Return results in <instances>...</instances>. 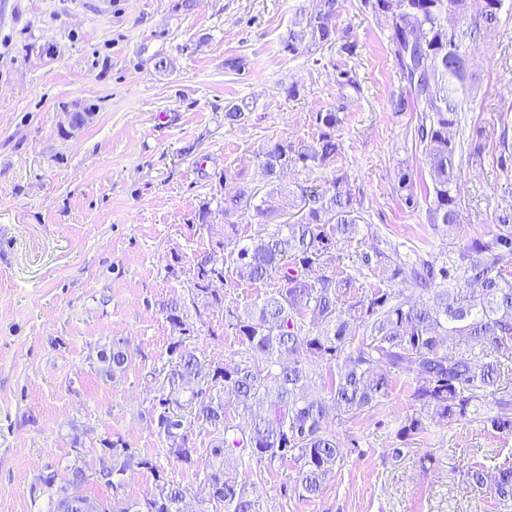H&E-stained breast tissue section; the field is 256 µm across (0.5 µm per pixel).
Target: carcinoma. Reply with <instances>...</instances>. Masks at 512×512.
<instances>
[{"instance_id":"cac0c4a2","label":"carcinoma","mask_w":512,"mask_h":512,"mask_svg":"<svg viewBox=\"0 0 512 512\" xmlns=\"http://www.w3.org/2000/svg\"><path fill=\"white\" fill-rule=\"evenodd\" d=\"M468 0H361L363 7L373 4L391 18V53L405 90L390 102L394 112H407L426 104L417 128L429 165L433 204L428 209L432 224H454L457 197L455 144L448 137L463 100L458 86L467 77L463 43L494 28L500 19L503 0H483L480 20L467 22ZM339 0H318L305 17V27L292 32L283 43V52L296 55L303 43L323 49L336 44L335 18ZM320 129L314 146L276 142L263 153L260 166L273 184L261 203L253 206L256 216L267 218L276 212V198L285 190L276 185L281 171L289 165H324L339 156L341 142L336 127L341 123L333 109L316 113ZM412 174L398 175L401 200L408 209L418 207L412 190ZM301 201L307 215L297 224H277L247 245L238 248L239 278L268 288L263 302L243 316L234 328L248 352L265 359L270 367L257 369L244 361L232 368H210L193 353L179 354L175 373L222 381L231 389L237 407L249 412L256 405L269 404L266 413L255 415L247 428L233 424L224 403L213 398L198 402L195 418L204 424L224 427L222 446L240 448L251 457L291 462L298 471L296 492L302 498L319 495L323 484L355 441H346L328 422L329 409L336 420L376 406L391 393L393 382L403 377L413 385V398L432 420H455L476 416L499 434L512 435V400L498 395L501 364L492 354L512 349V225L503 223L486 240L477 239L463 252L437 265L427 260L406 262L401 257L378 267L379 281L393 283L411 280L422 291L443 285L456 290L416 300L400 289L379 285L369 292L357 288V278L330 268L331 251L340 243H351L359 234L361 212L348 177L342 173L325 189L300 186ZM247 206L245 192L224 195V240L195 257V288L206 302L223 303L224 297L211 288L224 280V262L219 253L237 243L238 218ZM321 270L313 277L311 273ZM349 315L360 321L362 335L347 329ZM467 338L470 350L450 354L441 348L444 335ZM288 365L274 371L282 356ZM106 373L124 364L121 347L101 353ZM324 361L326 373L320 375L327 398L315 400L304 395L311 380L309 362ZM493 402L503 412L487 417L484 408ZM423 415L409 416L397 431L408 439L426 430ZM158 425L173 439L175 453L189 460L182 417L163 410ZM113 450L116 463L100 475L104 484L115 486L113 477L121 475L134 462L124 448ZM465 475L471 487L487 486L503 502L512 501V465L496 467L490 474L485 464L472 463ZM207 486L212 500L224 503V512H252V501L244 485L231 476L210 475ZM181 492L175 487L148 500L144 506L105 503L78 493L57 494L55 512H180Z\"/></svg>"}]
</instances>
